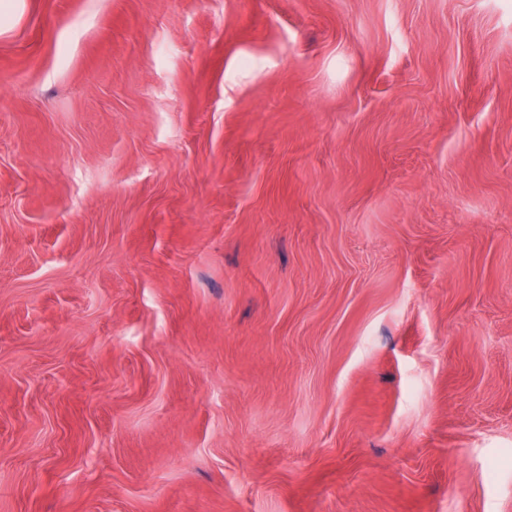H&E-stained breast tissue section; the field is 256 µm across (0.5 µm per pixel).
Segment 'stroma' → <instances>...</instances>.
<instances>
[{"label": "stroma", "instance_id": "35a3bbf8", "mask_svg": "<svg viewBox=\"0 0 512 512\" xmlns=\"http://www.w3.org/2000/svg\"><path fill=\"white\" fill-rule=\"evenodd\" d=\"M0 512H512V0L1 16Z\"/></svg>", "mask_w": 512, "mask_h": 512}]
</instances>
